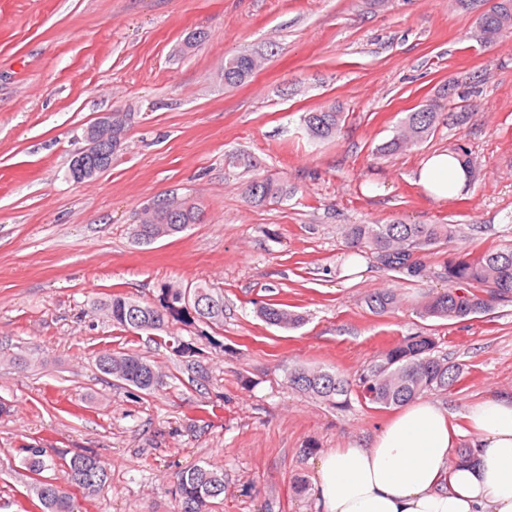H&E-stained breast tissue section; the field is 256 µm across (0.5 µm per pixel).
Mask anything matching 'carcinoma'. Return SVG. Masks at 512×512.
I'll list each match as a JSON object with an SVG mask.
<instances>
[{"label":"carcinoma","mask_w":512,"mask_h":512,"mask_svg":"<svg viewBox=\"0 0 512 512\" xmlns=\"http://www.w3.org/2000/svg\"><path fill=\"white\" fill-rule=\"evenodd\" d=\"M468 9L486 6L477 19L484 42L492 43L504 30L499 16L512 13V0H460ZM259 67L257 58L239 54L224 61V85L235 87L244 83ZM303 122L308 135L315 140H327L341 132L343 113L334 107L305 113ZM438 112L429 104L424 109L409 113L397 133L383 143L378 152L392 155L426 141L434 134ZM242 194L255 205L277 202L288 196V184L269 177H256L247 182ZM165 208L157 224H137L134 240L139 245H150L158 240L159 232L172 237L184 232L200 220L199 209L192 203H174L164 198ZM348 243L370 252L378 264L389 271L404 272L419 279L425 270L417 256L439 244L451 240L463 242L466 236L457 224H350L345 229ZM441 278L448 288L432 295L422 305L427 318L462 320L488 310L498 300L512 301V243L475 254L465 246L448 255ZM203 296L212 306L190 310L182 306L185 294ZM397 294L390 288L375 290L365 298L368 309L383 315L394 309ZM89 308L103 312L118 328L133 333L164 332L169 320L186 325L219 324L224 319V295L199 284L193 288L166 286L160 289L156 303L114 294L104 300H92ZM258 313L270 325L297 328L304 317L294 311L266 303ZM435 340L425 334L408 336L385 351L374 365L350 379L336 370L311 369L296 366L288 373L292 388L327 401L337 407L346 405L351 394H356L366 405L380 408L403 406L432 391H446L455 386L462 371L434 354ZM98 370L113 377L122 385L151 394L164 386V375L154 371V363L129 350L98 352L95 355ZM23 465L31 474L26 497L39 512H74L71 496L63 491L45 472L61 465L68 482L85 497H93L106 483V470L95 454L76 452L67 457L53 458L36 446L23 449ZM170 493L178 512H212L216 502L224 497V471L211 465H195L175 474Z\"/></svg>","instance_id":"carcinoma-1"}]
</instances>
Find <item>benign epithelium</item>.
I'll use <instances>...</instances> for the list:
<instances>
[{"label":"benign epithelium","instance_id":"7a95c632","mask_svg":"<svg viewBox=\"0 0 512 512\" xmlns=\"http://www.w3.org/2000/svg\"><path fill=\"white\" fill-rule=\"evenodd\" d=\"M127 115L104 112L85 134L86 145L71 161L74 176L80 180L106 171L112 165V154L125 137Z\"/></svg>","mask_w":512,"mask_h":512}]
</instances>
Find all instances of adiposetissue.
<instances>
[{
	"label": "adipose tissue",
	"mask_w": 512,
	"mask_h": 512,
	"mask_svg": "<svg viewBox=\"0 0 512 512\" xmlns=\"http://www.w3.org/2000/svg\"><path fill=\"white\" fill-rule=\"evenodd\" d=\"M415 181L445 202L468 191L455 154H429ZM466 430L436 403L404 406L367 447L332 448L316 463L323 512H512V394L470 404ZM471 450L455 454L460 436Z\"/></svg>",
	"instance_id": "1"
}]
</instances>
